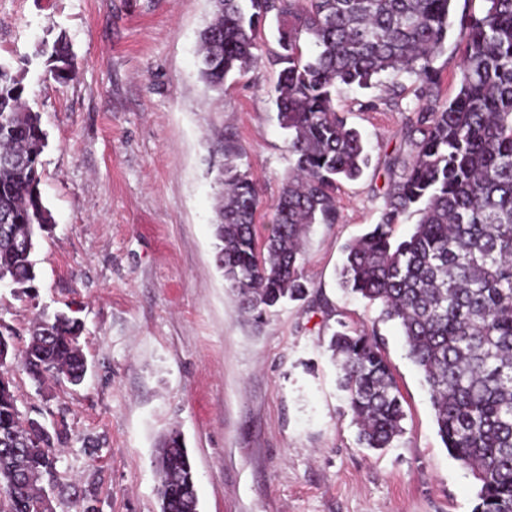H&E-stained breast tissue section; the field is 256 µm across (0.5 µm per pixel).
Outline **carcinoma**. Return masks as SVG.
I'll return each mask as SVG.
<instances>
[{
	"instance_id": "carcinoma-1",
	"label": "carcinoma",
	"mask_w": 512,
	"mask_h": 512,
	"mask_svg": "<svg viewBox=\"0 0 512 512\" xmlns=\"http://www.w3.org/2000/svg\"><path fill=\"white\" fill-rule=\"evenodd\" d=\"M454 0H213L201 31L200 76L224 93L234 72L256 67L257 32L277 23L281 66L273 103L288 140L289 166L267 234L258 236V186L224 145V191L214 224L216 265L241 309L261 322L285 299L304 300L302 242L314 224L338 221L336 191L368 166L366 143L336 110L345 87L371 89L399 78L422 104L408 118L407 156L384 197L380 222L344 249L340 286L399 322L408 355L431 392L434 421L448 454L472 473L473 512H512V0H484L463 14L465 40L456 94L435 90L453 26ZM314 47L306 55L303 46ZM36 56L59 82L77 70L61 33ZM24 75L0 62V284L23 290L35 280L31 255L52 223L39 190L46 146L39 113L23 99ZM418 216L404 240L401 218ZM83 326L59 313L36 323L12 362L33 381L83 383ZM329 349L348 410L366 448H389L402 436L404 411L374 331L344 328ZM54 441L24 426L13 381L0 382V512H38ZM160 512H199L193 465L182 433L169 430L155 458ZM25 470L29 482L9 485Z\"/></svg>"
}]
</instances>
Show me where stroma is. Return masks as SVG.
<instances>
[{
    "label": "stroma",
    "mask_w": 512,
    "mask_h": 512,
    "mask_svg": "<svg viewBox=\"0 0 512 512\" xmlns=\"http://www.w3.org/2000/svg\"><path fill=\"white\" fill-rule=\"evenodd\" d=\"M211 11V0H0V59L24 71L47 133L40 189L53 217L32 256L34 289L0 285V325L18 349L41 316L84 325L83 385L13 374L22 415L67 423L54 512L89 494L99 512H159L153 460L172 428L200 512H472L476 481L441 441L399 325L338 280L344 246L380 221L387 161L405 151L419 105L412 82L394 102L377 88L341 93L370 166L340 184L338 223L306 239L308 300L255 325L216 266L218 173L233 140L261 189L257 225L270 224L289 164L271 98L279 69L264 62L209 90L198 35ZM62 32L78 64L64 83L35 55ZM342 322L383 342L404 410L393 447L358 443L327 349Z\"/></svg>",
    "instance_id": "obj_1"
}]
</instances>
